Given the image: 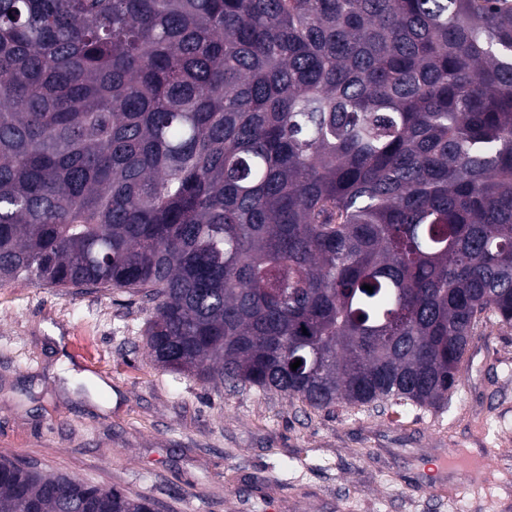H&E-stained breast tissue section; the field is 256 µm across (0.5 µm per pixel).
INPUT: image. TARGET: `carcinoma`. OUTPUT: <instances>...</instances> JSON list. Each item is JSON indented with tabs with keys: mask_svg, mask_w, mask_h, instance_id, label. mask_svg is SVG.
Listing matches in <instances>:
<instances>
[{
	"mask_svg": "<svg viewBox=\"0 0 512 512\" xmlns=\"http://www.w3.org/2000/svg\"><path fill=\"white\" fill-rule=\"evenodd\" d=\"M16 281L140 297L204 382L448 407L512 328V0H0ZM0 512L155 503L0 457Z\"/></svg>",
	"mask_w": 512,
	"mask_h": 512,
	"instance_id": "obj_1",
	"label": "carcinoma"
}]
</instances>
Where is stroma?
<instances>
[{
	"mask_svg": "<svg viewBox=\"0 0 512 512\" xmlns=\"http://www.w3.org/2000/svg\"><path fill=\"white\" fill-rule=\"evenodd\" d=\"M149 317L119 291L0 287V455L157 512H512V483L480 486L512 467V328L475 341L447 409L379 414L170 372Z\"/></svg>",
	"mask_w": 512,
	"mask_h": 512,
	"instance_id": "35a3bbf8",
	"label": "stroma"
}]
</instances>
